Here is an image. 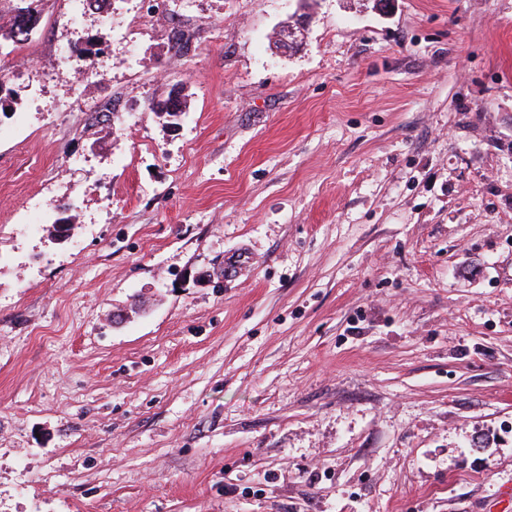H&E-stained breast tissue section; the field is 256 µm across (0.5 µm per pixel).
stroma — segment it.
Wrapping results in <instances>:
<instances>
[{
  "label": "stroma",
  "instance_id": "35a3bbf8",
  "mask_svg": "<svg viewBox=\"0 0 512 512\" xmlns=\"http://www.w3.org/2000/svg\"><path fill=\"white\" fill-rule=\"evenodd\" d=\"M39 10L0 37V512H512V0Z\"/></svg>",
  "mask_w": 512,
  "mask_h": 512
}]
</instances>
